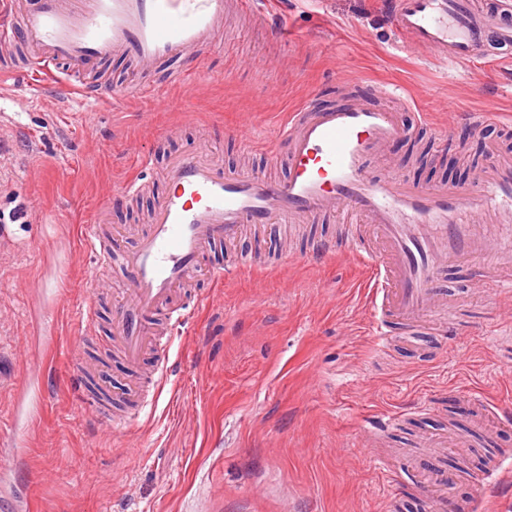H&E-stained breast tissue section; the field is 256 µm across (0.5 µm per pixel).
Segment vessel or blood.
I'll use <instances>...</instances> for the list:
<instances>
[{
  "label": "vessel or blood",
  "instance_id": "b4317fda",
  "mask_svg": "<svg viewBox=\"0 0 512 512\" xmlns=\"http://www.w3.org/2000/svg\"><path fill=\"white\" fill-rule=\"evenodd\" d=\"M255 0H34L20 9L0 0V46L24 42L28 56L16 64L0 57V76L25 71L28 87L81 94L91 103L130 98L127 90L80 82L101 59L122 54L150 67L167 60H197L224 34L232 11L260 19ZM387 17L402 42L437 64L512 61V0H387ZM386 92L344 96L337 104L311 103L290 112L273 149L286 155L288 177L229 172L198 141L167 163L168 190L124 263L131 275L127 298L113 314L123 356L140 368L171 342L157 336L154 315L201 269L213 246L238 242L247 226L303 224L342 209L365 217L371 236L351 227L344 242L369 271L370 333L395 342L394 325L430 335L429 314L446 292L437 282L444 264L479 259L483 275L512 253V157L495 155L474 186L423 188L395 171L369 175L368 160L384 155L407 134ZM91 255L83 270L82 316L93 313L101 269L112 251L99 222L85 225ZM246 255L212 268L222 284L247 266ZM473 422L484 430L504 420L495 403L477 393Z\"/></svg>",
  "mask_w": 512,
  "mask_h": 512
}]
</instances>
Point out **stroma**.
<instances>
[{
	"label": "stroma",
	"instance_id": "obj_1",
	"mask_svg": "<svg viewBox=\"0 0 512 512\" xmlns=\"http://www.w3.org/2000/svg\"><path fill=\"white\" fill-rule=\"evenodd\" d=\"M262 9L264 23L236 21L189 87L170 81L191 71L188 62L159 63L150 76L164 91L160 105L98 108L89 131L66 118L86 110L84 100L27 94L22 75L0 86L10 97L0 116V434L25 450L0 481V512H417L434 500L407 469L411 459L458 472L447 509L466 512L491 451L512 452L506 423L462 456H429L423 441L428 432L471 433L476 391L512 412V354L492 340L507 305L495 281L512 278V262L497 263L482 288L472 285L478 262L445 270L461 338L400 340L385 356L368 328L358 262L343 252L307 257L314 243L341 242L349 219L340 211L274 234L249 228L237 248L252 264L227 284H213L207 270L229 251L210 250L175 303L192 322L170 348L153 401L120 431L84 408L71 346L88 336L97 383L117 389L128 380L112 341L128 279L121 259L166 190V162L193 142L206 141L225 170L286 177L285 158L246 151L245 138L273 140L305 101L335 104L336 80L347 77L411 101L408 136L372 160L369 174L394 169L423 187L464 188L491 145L512 153V131L493 124L457 144L467 115L512 114V64L428 62L402 48L381 0H264ZM81 79L128 86L140 72L113 56ZM141 155L152 158L143 189L117 195ZM106 196L102 216L96 204ZM97 217L125 235L112 243L90 328L79 314L89 257L81 226ZM384 418L388 429L368 445L366 427ZM381 459L401 475L390 505Z\"/></svg>",
	"mask_w": 512,
	"mask_h": 512
}]
</instances>
